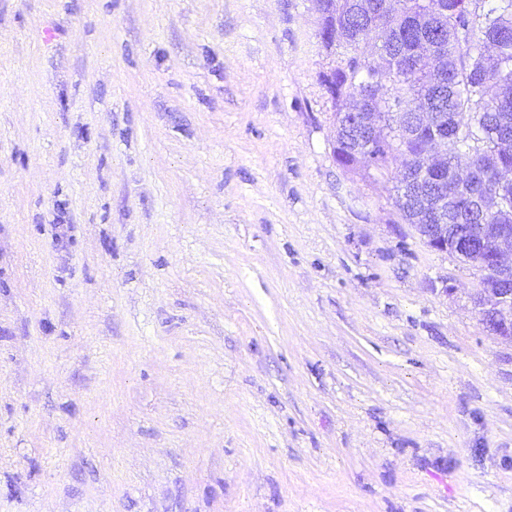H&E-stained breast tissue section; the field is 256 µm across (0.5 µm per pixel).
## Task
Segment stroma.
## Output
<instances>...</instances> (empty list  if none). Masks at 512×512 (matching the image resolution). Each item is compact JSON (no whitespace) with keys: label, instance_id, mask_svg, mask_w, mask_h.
Listing matches in <instances>:
<instances>
[{"label":"stroma","instance_id":"stroma-1","mask_svg":"<svg viewBox=\"0 0 512 512\" xmlns=\"http://www.w3.org/2000/svg\"><path fill=\"white\" fill-rule=\"evenodd\" d=\"M314 0H0V512H512V342L339 166Z\"/></svg>","mask_w":512,"mask_h":512}]
</instances>
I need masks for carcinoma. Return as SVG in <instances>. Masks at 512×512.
<instances>
[{"instance_id": "carcinoma-1", "label": "carcinoma", "mask_w": 512, "mask_h": 512, "mask_svg": "<svg viewBox=\"0 0 512 512\" xmlns=\"http://www.w3.org/2000/svg\"><path fill=\"white\" fill-rule=\"evenodd\" d=\"M322 22L318 36L324 48L332 45L353 50L343 66L336 67L335 112H351L366 92L361 75L362 45L377 36L382 60L378 83H389L396 92L389 98L368 95L369 112L391 120L394 112H443L448 116V168L486 171L485 184L467 182L455 186L459 198L484 192L498 195L494 213L471 210L462 223L508 224L512 222V185L501 173L512 170V138L497 135L492 117L512 113V98L503 88L512 84V0H321ZM498 48L495 63L486 62L483 47ZM470 122H462L463 114ZM376 148L364 141L336 135V163L356 168L359 159L349 150L358 147L370 155L375 169L387 170L393 154L403 157V167L416 173L421 168L419 142L431 135L428 127L408 134L395 128Z\"/></svg>"}]
</instances>
